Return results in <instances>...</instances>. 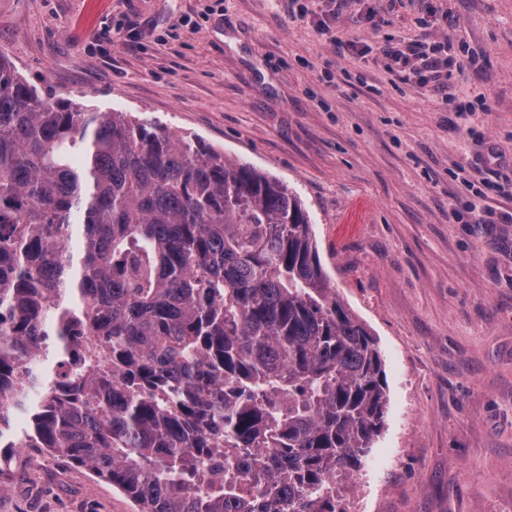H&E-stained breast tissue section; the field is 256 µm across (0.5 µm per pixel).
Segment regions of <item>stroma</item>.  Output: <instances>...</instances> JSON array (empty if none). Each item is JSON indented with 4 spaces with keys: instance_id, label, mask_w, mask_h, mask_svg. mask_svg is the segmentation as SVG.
<instances>
[{
    "instance_id": "35a3bbf8",
    "label": "stroma",
    "mask_w": 512,
    "mask_h": 512,
    "mask_svg": "<svg viewBox=\"0 0 512 512\" xmlns=\"http://www.w3.org/2000/svg\"><path fill=\"white\" fill-rule=\"evenodd\" d=\"M415 45L442 48L447 77L389 70L384 47ZM0 57L300 195L385 361V426L350 505L512 512V223L487 221L512 212L490 185L512 179V0H0ZM0 512L135 506L43 451L0 473Z\"/></svg>"
}]
</instances>
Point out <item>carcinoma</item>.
I'll use <instances>...</instances> for the list:
<instances>
[{"label":"carcinoma","mask_w":512,"mask_h":512,"mask_svg":"<svg viewBox=\"0 0 512 512\" xmlns=\"http://www.w3.org/2000/svg\"><path fill=\"white\" fill-rule=\"evenodd\" d=\"M2 392L141 512H345L387 404L294 190L0 59Z\"/></svg>","instance_id":"cac0c4a2"}]
</instances>
